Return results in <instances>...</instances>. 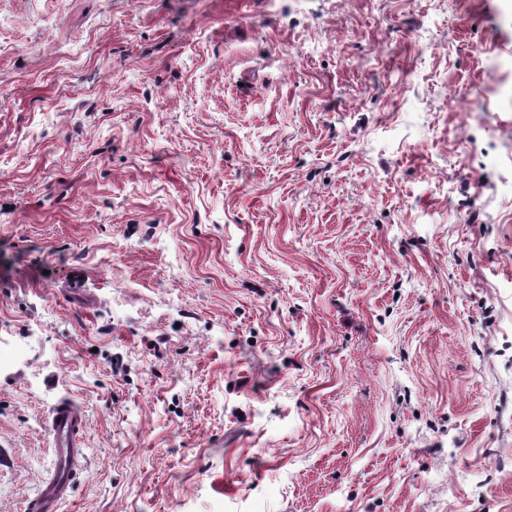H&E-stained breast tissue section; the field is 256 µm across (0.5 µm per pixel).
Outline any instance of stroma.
Wrapping results in <instances>:
<instances>
[{
    "instance_id": "stroma-1",
    "label": "stroma",
    "mask_w": 512,
    "mask_h": 512,
    "mask_svg": "<svg viewBox=\"0 0 512 512\" xmlns=\"http://www.w3.org/2000/svg\"><path fill=\"white\" fill-rule=\"evenodd\" d=\"M512 0H0V512H512ZM85 417L76 404L62 401L48 422L54 457L53 470L37 493L30 498L25 512H60L69 498L70 485L84 463L82 433Z\"/></svg>"
}]
</instances>
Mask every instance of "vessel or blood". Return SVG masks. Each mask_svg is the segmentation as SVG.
<instances>
[{
    "instance_id": "vessel-or-blood-1",
    "label": "vessel or blood",
    "mask_w": 512,
    "mask_h": 512,
    "mask_svg": "<svg viewBox=\"0 0 512 512\" xmlns=\"http://www.w3.org/2000/svg\"><path fill=\"white\" fill-rule=\"evenodd\" d=\"M84 427L85 417L76 404L63 401L56 405L48 423L53 469L37 493L27 501L25 512H60L69 497L70 485L84 463Z\"/></svg>"
}]
</instances>
